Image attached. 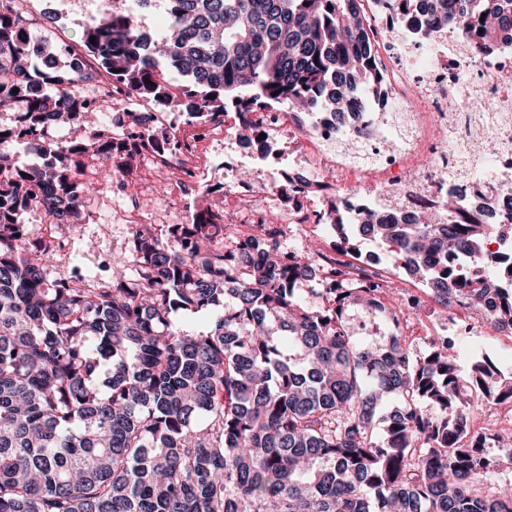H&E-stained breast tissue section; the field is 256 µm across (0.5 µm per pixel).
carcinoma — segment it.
<instances>
[{
  "label": "carcinoma",
  "mask_w": 512,
  "mask_h": 512,
  "mask_svg": "<svg viewBox=\"0 0 512 512\" xmlns=\"http://www.w3.org/2000/svg\"><path fill=\"white\" fill-rule=\"evenodd\" d=\"M22 2L0 0V111L19 113L0 142L33 144L43 164L0 152V512H512L511 485L479 487L497 466L488 443L512 434L473 424L512 378L480 354L461 369L450 339L412 356L404 304L371 288L302 287L317 246L286 252L270 224L242 241L206 209L137 225L100 282L33 258L52 249L28 237L29 210L62 228L98 191L85 159L123 187L146 152L134 126L120 140L85 127L118 91L205 122L230 105L246 140L262 107L360 111L381 83L362 0H138L166 16L154 36L108 4L81 42L112 88L80 109L79 79L30 36ZM388 2L422 40L447 26L488 53L512 35V0ZM63 113L82 133L58 144L42 119ZM426 214L367 212L362 228L397 242L440 308L491 300L512 327V288L435 272L485 225ZM200 316L207 329L189 330Z\"/></svg>",
  "instance_id": "carcinoma-1"
}]
</instances>
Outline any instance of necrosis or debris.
<instances>
[{"label": "necrosis or debris", "instance_id": "1", "mask_svg": "<svg viewBox=\"0 0 512 512\" xmlns=\"http://www.w3.org/2000/svg\"><path fill=\"white\" fill-rule=\"evenodd\" d=\"M377 49L383 85L367 112L262 111L254 116L262 139L239 142L241 157L263 164L272 140L298 142L288 169V185L255 178L225 183L224 221L228 224H320L326 200L336 202L348 223H359L368 211L410 218L418 210H444L455 184L468 182L470 192L450 213V221L512 223V45L477 56L468 51L454 30L442 28L425 45L391 13L388 0H363ZM486 108L465 118L456 106L461 78ZM402 108L404 132L394 150L381 147V131L391 120L390 103ZM151 135L159 166L175 165L186 178L179 192L198 187V143L184 144L162 137V118L152 113L141 123ZM320 283L335 274L364 280L376 287L400 277L405 270L397 244L384 257L360 251L347 239L333 241L319 256ZM481 267L498 278L512 265V237L493 234L482 250L449 255L448 266ZM455 333L496 336L494 312L488 304L456 306L448 313Z\"/></svg>", "mask_w": 512, "mask_h": 512}]
</instances>
